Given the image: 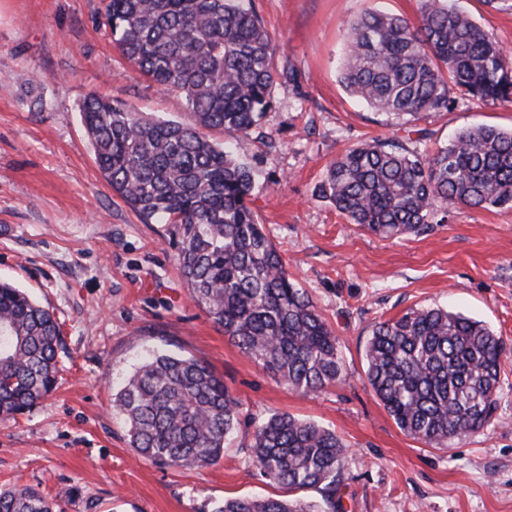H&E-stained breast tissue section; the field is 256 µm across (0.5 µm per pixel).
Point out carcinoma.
Returning a JSON list of instances; mask_svg holds the SVG:
<instances>
[{
    "instance_id": "cac0c4a2",
    "label": "carcinoma",
    "mask_w": 512,
    "mask_h": 512,
    "mask_svg": "<svg viewBox=\"0 0 512 512\" xmlns=\"http://www.w3.org/2000/svg\"><path fill=\"white\" fill-rule=\"evenodd\" d=\"M103 25L140 75L186 102L185 121L155 120L96 92L80 104L95 162L112 192L145 222L172 226L191 299L261 369L293 391L345 380L338 337L248 205L255 172L206 131L249 136L270 106L280 51L244 0H104ZM418 23L365 12L347 28L340 82L401 130L461 100L512 102V55L456 4L421 0ZM349 223L382 238L421 235L452 204L512 207V129L482 124L430 152L399 137L346 150L316 188ZM61 323L25 291L0 282V417L19 414L57 383ZM504 344L485 322L443 307L378 322L366 378L396 425L430 447L489 426ZM141 456L177 468L213 465L240 425L241 402L203 360L154 352L112 401ZM253 461L292 496L230 497L213 512H337L347 445L313 421L273 413L253 421ZM320 494L318 505L297 491ZM27 486L0 492V512H53Z\"/></svg>"
}]
</instances>
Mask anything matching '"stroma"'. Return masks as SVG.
<instances>
[{
  "label": "stroma",
  "instance_id": "obj_1",
  "mask_svg": "<svg viewBox=\"0 0 512 512\" xmlns=\"http://www.w3.org/2000/svg\"><path fill=\"white\" fill-rule=\"evenodd\" d=\"M101 0H0V281L64 323L55 390L0 418V490L30 486L63 512H212L280 487L252 461V420L279 411L335 430L349 448L346 512H512V209L449 206L426 234L381 239L315 195L344 149L394 133L339 82L347 21L369 9L416 19L420 0H254L279 63L257 132L230 142L257 172L251 206L341 342L347 379L315 395L266 374L182 279L165 224L142 223L100 173L79 104L90 92L164 120L186 105L134 72L99 23ZM512 53V0H468ZM42 98L43 107L33 106ZM512 128V103L465 101L422 116L429 149L461 129ZM419 306L486 322L505 343L495 421L446 448L398 428L365 377L375 323ZM208 362L242 401L217 464L161 466L129 445L112 394L150 351Z\"/></svg>",
  "mask_w": 512,
  "mask_h": 512
}]
</instances>
